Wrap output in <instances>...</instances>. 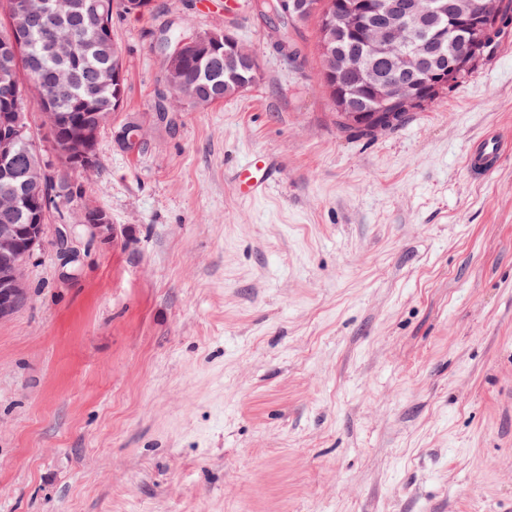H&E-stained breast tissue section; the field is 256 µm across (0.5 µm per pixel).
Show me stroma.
<instances>
[{
	"mask_svg": "<svg viewBox=\"0 0 512 512\" xmlns=\"http://www.w3.org/2000/svg\"><path fill=\"white\" fill-rule=\"evenodd\" d=\"M117 11L127 97L98 139L112 240L62 206L0 323V512H512V30L400 125L342 129L317 24L270 48L245 0ZM232 23L252 88L158 122L171 23ZM147 130L143 153L114 132ZM510 144L470 173L486 131ZM280 178L240 197L256 153ZM139 125H141L140 122L132 117L121 126L120 130L115 135L121 148L128 153H136L141 149L143 144H146L144 137H139L131 133L133 127Z\"/></svg>",
	"mask_w": 512,
	"mask_h": 512,
	"instance_id": "1",
	"label": "stroma"
}]
</instances>
